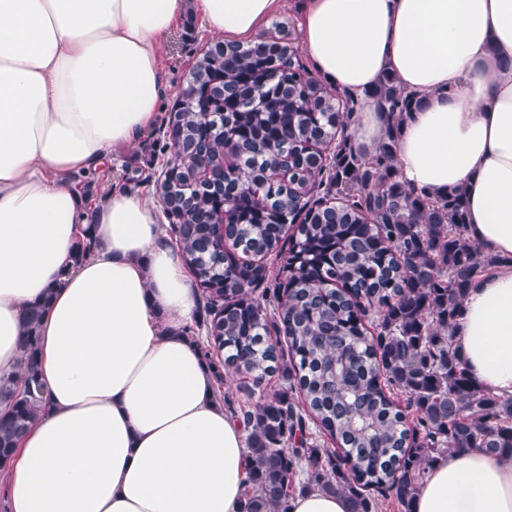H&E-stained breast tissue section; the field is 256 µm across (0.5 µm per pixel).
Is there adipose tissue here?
I'll use <instances>...</instances> for the list:
<instances>
[{"mask_svg": "<svg viewBox=\"0 0 512 512\" xmlns=\"http://www.w3.org/2000/svg\"><path fill=\"white\" fill-rule=\"evenodd\" d=\"M287 0H0V375L24 310L40 330L47 411L5 466L8 512H240L247 435L181 331L198 293L149 195L88 204L82 179L132 149L161 107V52L185 15L249 41ZM302 49L355 95L356 146L388 117L383 73L417 94L396 143L401 180L466 192L471 242L500 258L463 300L469 376L512 395V0H300ZM95 246L73 253L84 228ZM411 512H512V456L451 451Z\"/></svg>", "mask_w": 512, "mask_h": 512, "instance_id": "adipose-tissue-1", "label": "adipose tissue"}]
</instances>
